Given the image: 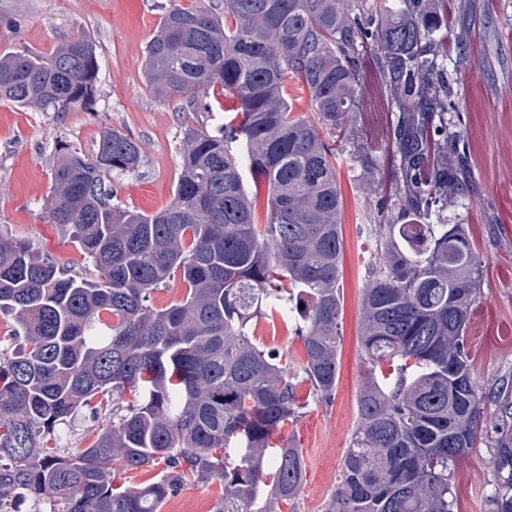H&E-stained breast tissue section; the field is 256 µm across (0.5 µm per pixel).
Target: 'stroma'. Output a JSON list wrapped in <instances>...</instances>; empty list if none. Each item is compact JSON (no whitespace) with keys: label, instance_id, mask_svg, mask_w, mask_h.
Segmentation results:
<instances>
[{"label":"stroma","instance_id":"1","mask_svg":"<svg viewBox=\"0 0 512 512\" xmlns=\"http://www.w3.org/2000/svg\"><path fill=\"white\" fill-rule=\"evenodd\" d=\"M174 3L224 12V0H0V53L47 55L80 33L98 46L101 71L92 106L59 116L0 100V225L74 271L84 269L77 245L41 218L58 146L91 153L109 128L137 141L143 164L116 181V199L151 214L174 198L187 131L213 130L223 123L225 107L234 104L232 97L212 89L203 98L204 108L182 112L177 101L151 96L143 51ZM435 29L438 48L447 55L448 129L465 141L470 177L465 199H452L432 221L468 228L481 282L466 347L474 383L494 391L512 382V0H448V12L438 16ZM463 29L469 37L462 43L458 34ZM374 57L372 47L362 48L358 109L349 136L337 142L344 243L339 381L327 401L314 397L307 382L296 385L305 407L274 439L301 449L305 481L282 512L331 510L365 371L360 316L367 260L381 243L378 225L400 221L401 177L392 141L398 118L395 90ZM297 323L292 314L252 323L254 338L277 350L294 370L304 362ZM479 433L478 448L454 465L458 512H494V441L512 433V418L489 407ZM223 493V483L215 478L186 484L160 512H212Z\"/></svg>","mask_w":512,"mask_h":512}]
</instances>
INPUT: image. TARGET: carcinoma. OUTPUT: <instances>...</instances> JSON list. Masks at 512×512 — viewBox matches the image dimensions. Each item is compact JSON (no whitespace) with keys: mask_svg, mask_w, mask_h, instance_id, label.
Wrapping results in <instances>:
<instances>
[{"mask_svg":"<svg viewBox=\"0 0 512 512\" xmlns=\"http://www.w3.org/2000/svg\"><path fill=\"white\" fill-rule=\"evenodd\" d=\"M363 0H224L228 25L208 11L168 8L145 47L152 96L196 110L214 86L241 117L185 137L169 207L145 214L114 202L112 180L139 169L141 146L118 130L94 152L57 149L41 217L77 242L91 270L75 274L0 234V311L27 347L0 345V512L13 497L31 512H160L191 478H217L212 512H281L305 474L300 449L270 437L301 409L288 364L253 343L268 312L301 318L314 395L339 376L341 195L336 148L357 109L360 47L398 96L393 138L401 214L428 218L467 190L448 147V70L433 39L448 0H392L363 19ZM100 72L85 35L48 56L0 54V99L62 115L88 107ZM309 92L314 120L293 116L288 80ZM268 188L255 224L245 177ZM363 288L358 422L333 512H456L452 466L477 447L486 405L465 333L481 272L462 224H385ZM181 301L157 309L150 293L175 276ZM136 402L84 448L58 453L47 437L100 398ZM165 459L170 477L115 485L117 475ZM495 512H512V434L495 440Z\"/></svg>","mask_w":512,"mask_h":512,"instance_id":"1","label":"carcinoma"}]
</instances>
